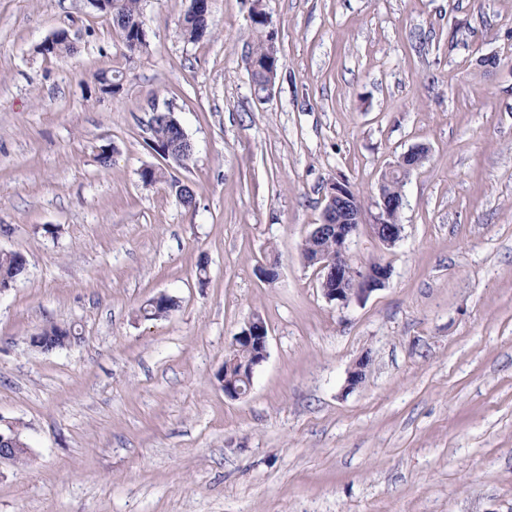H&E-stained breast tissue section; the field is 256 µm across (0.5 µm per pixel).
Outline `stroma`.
I'll return each instance as SVG.
<instances>
[{
  "instance_id": "stroma-1",
  "label": "stroma",
  "mask_w": 512,
  "mask_h": 512,
  "mask_svg": "<svg viewBox=\"0 0 512 512\" xmlns=\"http://www.w3.org/2000/svg\"><path fill=\"white\" fill-rule=\"evenodd\" d=\"M189 5L141 0L132 54L89 0H0V251L27 260L0 292V424L28 446L0 512H512V0H213L195 42ZM62 31L72 55L36 53ZM156 111L188 162L152 150ZM418 145L401 240L349 245L389 279L327 301L301 250L328 185L371 203ZM255 315L267 358L233 400L216 374ZM50 325L74 342L33 347ZM210 17V16H209ZM204 19L197 16L185 14L181 27L180 36L190 42H195L203 38L209 31L210 18ZM209 19V20H208ZM205 34V35H204Z\"/></svg>"
}]
</instances>
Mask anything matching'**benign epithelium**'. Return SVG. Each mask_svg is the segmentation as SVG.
<instances>
[{
	"mask_svg": "<svg viewBox=\"0 0 512 512\" xmlns=\"http://www.w3.org/2000/svg\"><path fill=\"white\" fill-rule=\"evenodd\" d=\"M427 149L417 146L403 154L378 187L372 201L376 213L365 218V209L357 193L345 182H333L327 187L321 223L314 225L306 237L303 248L309 258V265L316 267L319 288L329 302L346 306L354 299L368 295L384 286L390 276V268L385 264L372 263L367 267L358 266L349 260L348 244L365 221H370L374 236L388 247L394 246L401 238L403 225L397 217L403 207V197H395L385 189L391 182L404 183L409 175L425 160ZM329 239L333 249L324 250L320 243ZM235 345L252 351V360L241 364L237 378L252 386L257 367L267 357L268 329L263 319L255 315L235 336ZM370 359L363 356L354 370L349 372L347 387L358 386L365 377ZM26 446L12 434L0 431V461L11 462Z\"/></svg>",
	"mask_w": 512,
	"mask_h": 512,
	"instance_id": "benign-epithelium-1",
	"label": "benign epithelium"
}]
</instances>
